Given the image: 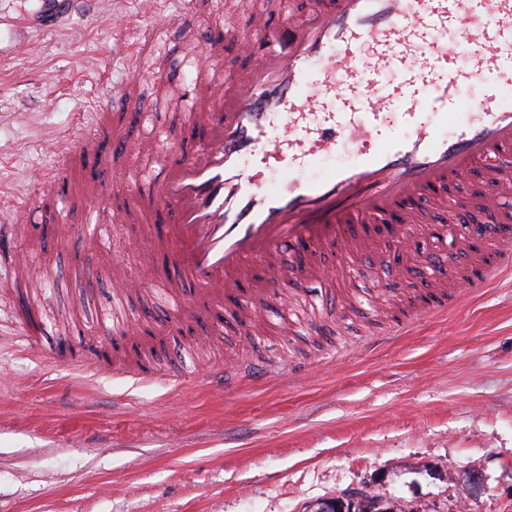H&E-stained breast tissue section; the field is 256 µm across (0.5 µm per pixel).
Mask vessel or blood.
<instances>
[{
  "mask_svg": "<svg viewBox=\"0 0 512 512\" xmlns=\"http://www.w3.org/2000/svg\"><path fill=\"white\" fill-rule=\"evenodd\" d=\"M251 33L235 39L251 67L224 81V41H206L194 58L197 80L182 89L186 125L203 138L189 151L152 127L134 150L142 165L125 172L122 214L138 222L142 199L151 196L167 213L164 232L175 247L178 274L196 287L181 314L202 306L223 307L226 321L252 322L272 296H280L283 330L304 298L291 277L292 255L301 246L341 245L349 278L379 279L380 264H359L375 240L373 218L398 212L403 237L425 231L423 202L447 205L448 221H464L470 201L465 179L481 171L492 189L482 200L485 220L502 223L512 210V95L503 83L512 74V0H336L333 9L290 26L252 15ZM462 29L464 42L446 40ZM368 49L367 65L357 54ZM401 83L384 95L376 89L391 70ZM484 81L481 111L461 104L471 77ZM399 109L405 135L389 132ZM453 123L443 135L439 127ZM352 146L345 167L309 179L303 170L318 157ZM76 144L61 147L57 166L42 174L41 215L62 224L56 190L72 178ZM263 156L282 174L271 183L250 173L248 158ZM455 180L457 195L441 189ZM27 231L24 219L0 226V252L13 267L26 264L14 252ZM249 366L211 369L210 382L231 387Z\"/></svg>",
  "mask_w": 512,
  "mask_h": 512,
  "instance_id": "b4317fda",
  "label": "vessel or blood"
}]
</instances>
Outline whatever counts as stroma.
<instances>
[{
    "label": "stroma",
    "instance_id": "35a3bbf8",
    "mask_svg": "<svg viewBox=\"0 0 512 512\" xmlns=\"http://www.w3.org/2000/svg\"><path fill=\"white\" fill-rule=\"evenodd\" d=\"M333 0H0V223L28 205L17 244L38 289L15 291L0 257V512H309L323 500L374 491L408 512H512V268L479 288H451L447 311L384 292L374 312L356 282L329 280L335 248L309 246L310 293L324 304L293 334L268 301L249 329L204 310L170 327L155 288L173 248L146 243L121 222L113 187L88 201L101 169L79 156L58 196L64 230L44 234L37 173L57 157L46 141L77 138L113 114V85L129 77L132 46L155 81L136 89L122 123L140 138V113H162L171 138L191 148L174 94L196 73L192 56L228 23L248 29L253 8L299 21ZM191 12L197 37L152 25ZM128 342L104 311L129 280ZM41 319L22 333L24 306ZM164 345L158 378L137 381L143 345ZM103 353L95 374L54 363L51 349ZM249 362V380L225 391L210 369Z\"/></svg>",
    "mask_w": 512,
    "mask_h": 512
}]
</instances>
